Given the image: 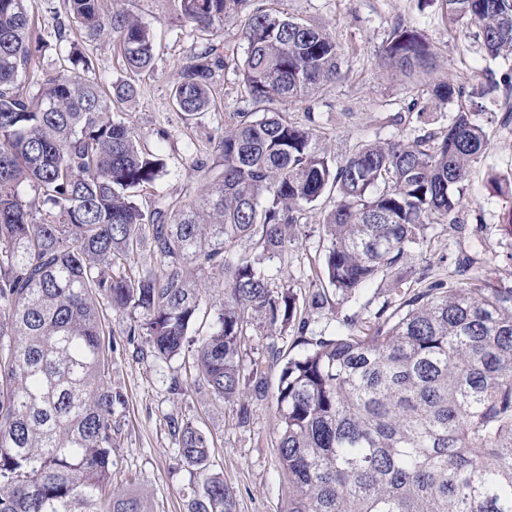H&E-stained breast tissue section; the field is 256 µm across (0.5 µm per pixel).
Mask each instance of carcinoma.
I'll return each instance as SVG.
<instances>
[{
    "label": "carcinoma",
    "instance_id": "obj_1",
    "mask_svg": "<svg viewBox=\"0 0 512 512\" xmlns=\"http://www.w3.org/2000/svg\"><path fill=\"white\" fill-rule=\"evenodd\" d=\"M180 17L213 34L241 19L247 47L239 85L256 106L307 98L342 75L343 51L324 27L251 7V0H177ZM448 29H463L492 59L512 57V0H445ZM57 44L73 70L93 58L68 41L111 35L132 71L154 68L150 29L100 0H65ZM24 0H0V512H150L142 498L109 490L112 393L100 301L128 313L152 356L193 353L210 390L249 421V390L264 386L246 362L254 322H297L298 355L282 365L276 394L277 448L288 512H512V289L479 277L436 280L368 328L342 324L307 334L296 297L278 287L265 259L298 240L303 211L324 194L325 265L343 300L402 265L440 222L461 227L471 163L488 147L476 109L461 105L442 135L364 143L335 162L318 131L285 112L227 113L217 150L224 171L179 209L160 198L140 207L141 190L166 165L136 130L111 116L129 83L104 91L95 80L58 72L31 95L19 79L42 45L31 38ZM378 65L409 78L437 68L417 28L399 24ZM226 55L212 43L188 55L170 98L187 117L208 111ZM447 77L433 96L461 100ZM491 191L512 197V172ZM32 191L47 207L37 217ZM255 240L260 255L229 257ZM154 264L124 269L143 243ZM224 272V298L210 331L192 335L202 313L199 285ZM186 464L206 468L213 443L190 422L173 423ZM191 512H236L224 479H204Z\"/></svg>",
    "mask_w": 512,
    "mask_h": 512
}]
</instances>
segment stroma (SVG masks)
<instances>
[{
	"label": "stroma",
	"mask_w": 512,
	"mask_h": 512,
	"mask_svg": "<svg viewBox=\"0 0 512 512\" xmlns=\"http://www.w3.org/2000/svg\"><path fill=\"white\" fill-rule=\"evenodd\" d=\"M259 6H274L289 16L329 29L344 51L340 80L323 86L312 98L284 105L291 121H313L328 155L341 161L360 144L414 137L447 130L459 104L433 99L434 83L448 76L460 77L465 85L461 104L479 103V121L490 137L488 150L472 165L469 205L463 214L462 232L437 224L428 232L424 246L408 259L400 282L376 279L350 301L329 295L324 307L312 309V290L328 288L324 273L321 222L332 201L322 198L306 209L298 242L287 256L265 260L272 281L293 290L303 317L313 330L335 331L338 320L371 321L382 304L397 308L436 279L478 276L492 287L512 289V236L502 215L512 200L490 190L493 174L512 170V121L505 119V104L498 94H484L489 73L512 69V58L496 61L464 34L449 30L443 0H255ZM125 5L151 28L160 49L153 71L136 73L123 65L113 38L91 45L93 78L104 86L131 83L137 97L119 106L117 113L136 128L151 150L166 162L163 176L144 189L138 202L153 207L157 198L179 206L200 196L224 168L215 145L224 132L227 113L249 108L240 94L233 66H226L214 87V105L193 119L174 110L169 92L184 58L207 43L224 45L236 58H243L246 44L238 20H231L219 36L207 37L183 22L176 0H125ZM420 30L431 43L440 68L413 78L381 74L378 50L397 23ZM425 106L424 120L410 116L411 102ZM207 169L193 171L197 159ZM112 329V359L107 380L123 396L112 407V486L143 496L152 512H188L190 488L201 487L202 477L179 458L178 439L171 426L192 422L214 440L209 473L223 477L236 493V512H282V473L276 448L275 404L281 365L273 351L298 353L295 327L267 332L254 331L248 347L250 358L261 361L269 397L251 403L248 423L237 421L236 403L215 397L195 377L191 359L173 358L157 363L146 335L128 333V315L104 309Z\"/></svg>",
	"instance_id": "stroma-1"
}]
</instances>
